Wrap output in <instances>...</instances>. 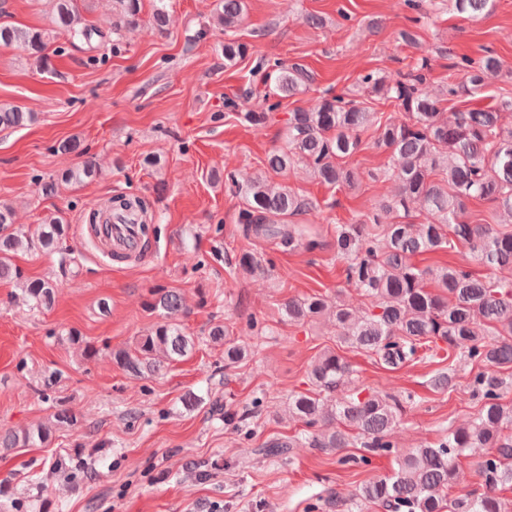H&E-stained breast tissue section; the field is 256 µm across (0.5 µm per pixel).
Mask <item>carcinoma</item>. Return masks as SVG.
Returning a JSON list of instances; mask_svg holds the SVG:
<instances>
[{"instance_id":"cac0c4a2","label":"carcinoma","mask_w":512,"mask_h":512,"mask_svg":"<svg viewBox=\"0 0 512 512\" xmlns=\"http://www.w3.org/2000/svg\"><path fill=\"white\" fill-rule=\"evenodd\" d=\"M55 10L49 26L28 30L0 23V46L23 47L35 64L47 69L50 43L60 34L86 44L103 33L89 24L78 0H53ZM112 40L120 41L142 21L143 0H112ZM453 9L469 18L492 13L495 0H451ZM244 0H220L217 14L224 27V66H232L247 52V45L234 39L243 21ZM170 0H153L151 22L166 31ZM433 69V56L425 51L405 73L367 74L362 82L368 92L396 105L405 119L383 118L364 102L325 92L290 113L281 146L266 160L269 169L285 171L296 161L304 162L322 184L354 187L359 174L344 159L361 149V134L372 130L376 148L389 154V162L376 177L392 179L397 191L374 206L354 224L336 225V257L345 263L348 285L372 299L373 309L360 315L341 300L322 294L290 299L284 304L288 320L304 322L321 315L335 321L337 336L345 343L376 355L384 365L396 369L420 360L422 347L444 344L460 352L477 368L471 379L479 409L470 422L448 428L433 446L412 448L396 457L393 473L360 484L352 492L335 494L336 507L344 512H365L377 505L386 512H512L496 493L512 485V403L504 400L500 369L512 367V277L478 276L471 265L493 271L512 269V231L489 224L464 221L473 199L489 202L493 217L502 214L512 223V123L504 115L512 112V99L504 97L494 106L441 112L445 97H471L489 80L503 76L500 60L490 50L476 59L454 63V78L431 95L423 90ZM273 86L258 110L241 113L248 124L259 127L279 103L304 93L314 82L313 74L300 64L278 63L269 75ZM32 114L14 105L0 103V128L26 125ZM96 174V163L88 157L75 169L43 184L53 194L57 181L80 183ZM226 180L244 206L238 223L243 233L256 238H277L292 250L313 251L322 246L305 224H279L277 217L308 214L318 209L311 200L284 187H275L261 175ZM378 225L370 233L366 225ZM70 225L50 218L29 233L15 225L12 209L0 202V280L24 281L22 292L34 308L53 306L56 284L51 280H24L12 262L15 252H58L61 265L73 263L63 251ZM465 249L456 266L421 269L414 257L455 244ZM239 268L249 274L267 273L264 260L253 252L243 253ZM434 279L439 292L426 286ZM148 308L158 314L156 322L131 348L112 351V363L134 378L158 376L196 348V337L180 323L183 301L179 292L159 288L151 293ZM210 341L224 345V368L240 363L248 347L231 336L224 323H212ZM352 369L339 354L327 351L311 367L309 389L294 394L288 402L292 416L307 430L292 439H273L261 448H245L247 456L286 459L294 448H316L339 452L356 441L371 452L390 451L388 436L399 422V403L393 397L355 385ZM54 401V419L59 426H72L76 417L63 401ZM51 430L16 433L0 430V448H28L48 442ZM468 448H489L477 473L484 490L449 498L448 487L466 481L458 464Z\"/></svg>"}]
</instances>
